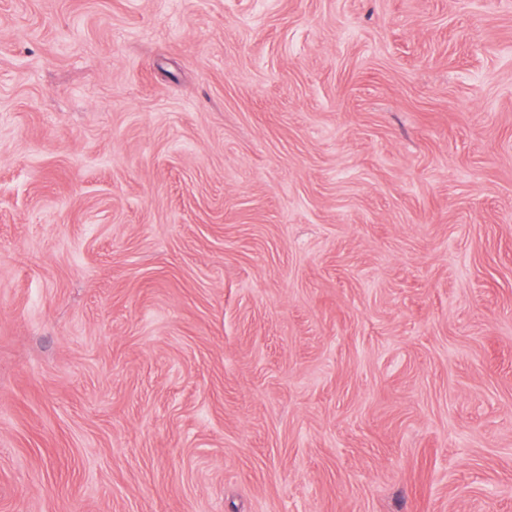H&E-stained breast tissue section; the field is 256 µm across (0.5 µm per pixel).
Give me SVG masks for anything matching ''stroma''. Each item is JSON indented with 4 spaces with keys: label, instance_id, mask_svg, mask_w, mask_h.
<instances>
[{
    "label": "stroma",
    "instance_id": "1",
    "mask_svg": "<svg viewBox=\"0 0 512 512\" xmlns=\"http://www.w3.org/2000/svg\"><path fill=\"white\" fill-rule=\"evenodd\" d=\"M0 512H512V0H0Z\"/></svg>",
    "mask_w": 512,
    "mask_h": 512
}]
</instances>
